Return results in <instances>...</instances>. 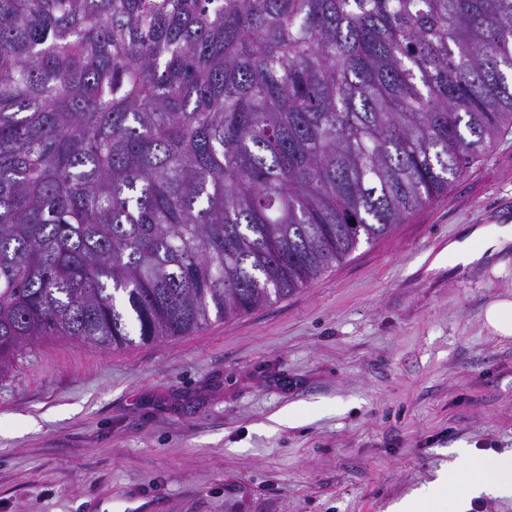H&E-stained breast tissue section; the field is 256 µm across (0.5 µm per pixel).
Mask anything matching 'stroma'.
<instances>
[{
  "label": "stroma",
  "mask_w": 512,
  "mask_h": 512,
  "mask_svg": "<svg viewBox=\"0 0 512 512\" xmlns=\"http://www.w3.org/2000/svg\"><path fill=\"white\" fill-rule=\"evenodd\" d=\"M508 222L512 132L287 298L152 344L43 339L0 375V512H387L458 446L511 453L512 338L484 311L512 247L432 263ZM512 242V225L503 224L494 237H488L484 227H471L460 237L448 242L433 263L448 262L449 267L467 266L480 261L489 252L493 253Z\"/></svg>",
  "instance_id": "obj_1"
}]
</instances>
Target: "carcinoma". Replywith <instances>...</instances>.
Wrapping results in <instances>:
<instances>
[{
	"label": "carcinoma",
	"mask_w": 512,
	"mask_h": 512,
	"mask_svg": "<svg viewBox=\"0 0 512 512\" xmlns=\"http://www.w3.org/2000/svg\"><path fill=\"white\" fill-rule=\"evenodd\" d=\"M512 0H0V372L282 300L512 131Z\"/></svg>",
	"instance_id": "obj_1"
}]
</instances>
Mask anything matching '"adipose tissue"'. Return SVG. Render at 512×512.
<instances>
[{"mask_svg": "<svg viewBox=\"0 0 512 512\" xmlns=\"http://www.w3.org/2000/svg\"><path fill=\"white\" fill-rule=\"evenodd\" d=\"M511 242V224L499 227L493 237L487 236L484 227H472L449 241L436 260L452 267L467 266ZM458 481L463 484L456 496L460 505L484 495L512 497V455L473 456L466 449H458L449 469L441 471L434 482L395 502L391 512H441L445 491Z\"/></svg>", "mask_w": 512, "mask_h": 512, "instance_id": "obj_1", "label": "adipose tissue"}]
</instances>
